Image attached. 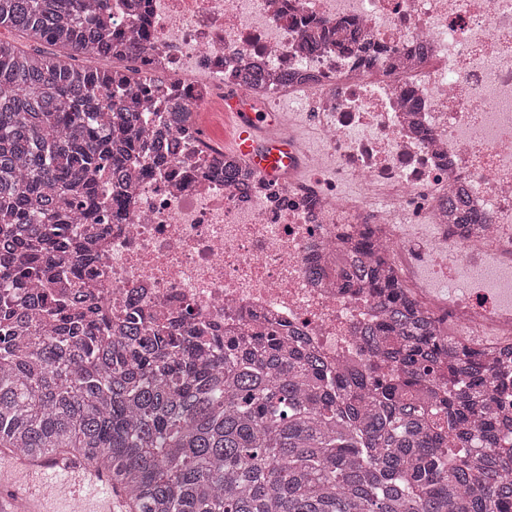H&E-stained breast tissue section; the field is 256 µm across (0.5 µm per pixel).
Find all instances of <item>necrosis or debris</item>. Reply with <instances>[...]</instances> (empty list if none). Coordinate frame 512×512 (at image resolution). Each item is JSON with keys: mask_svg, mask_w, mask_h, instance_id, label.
I'll use <instances>...</instances> for the list:
<instances>
[{"mask_svg": "<svg viewBox=\"0 0 512 512\" xmlns=\"http://www.w3.org/2000/svg\"><path fill=\"white\" fill-rule=\"evenodd\" d=\"M112 0L116 31L143 23L138 64L161 91L140 109L169 119L175 158L127 172L125 218L104 217L86 291L108 324L129 300L158 320L192 315L245 335L262 325L329 362L364 357L378 306L322 275L337 239L368 228L409 296L451 317L463 342L512 349V0ZM266 74L246 88L244 65ZM269 108L298 97L316 153L300 173L225 183L204 112L225 91ZM462 199L487 228L467 229Z\"/></svg>", "mask_w": 512, "mask_h": 512, "instance_id": "necrosis-or-debris-1", "label": "necrosis or debris"}]
</instances>
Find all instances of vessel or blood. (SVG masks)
I'll return each mask as SVG.
<instances>
[{"label": "vessel or blood", "mask_w": 512, "mask_h": 512, "mask_svg": "<svg viewBox=\"0 0 512 512\" xmlns=\"http://www.w3.org/2000/svg\"><path fill=\"white\" fill-rule=\"evenodd\" d=\"M235 120L230 147L264 177H282L299 164L298 141L279 128L278 113L256 110L238 94L224 96ZM0 512H126L104 468L70 453L32 458L0 451Z\"/></svg>", "instance_id": "vessel-or-blood-1"}]
</instances>
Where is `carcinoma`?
<instances>
[{
	"label": "carcinoma",
	"mask_w": 512,
	"mask_h": 512,
	"mask_svg": "<svg viewBox=\"0 0 512 512\" xmlns=\"http://www.w3.org/2000/svg\"><path fill=\"white\" fill-rule=\"evenodd\" d=\"M110 2L0 0V28L33 44L0 39V448L102 464L129 512H512V356L446 336L366 232L336 246L343 284L385 309L359 370L274 326L201 336L133 308L101 336L78 275L70 298L24 291L62 250L90 265L70 225L121 216L148 132L128 100L155 85Z\"/></svg>",
	"instance_id": "obj_1"
}]
</instances>
